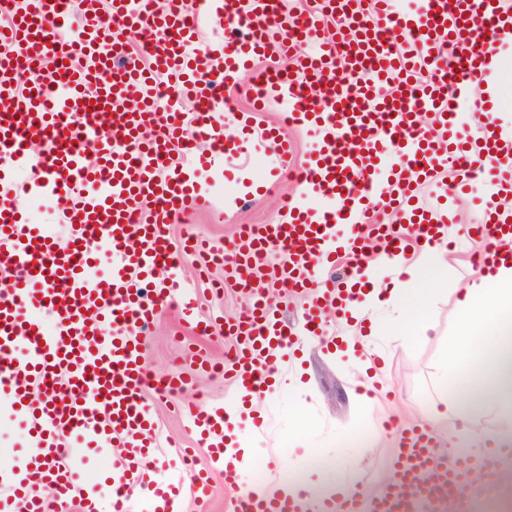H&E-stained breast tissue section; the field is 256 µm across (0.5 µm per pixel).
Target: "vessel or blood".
<instances>
[{"mask_svg":"<svg viewBox=\"0 0 512 512\" xmlns=\"http://www.w3.org/2000/svg\"><path fill=\"white\" fill-rule=\"evenodd\" d=\"M336 20L325 36L322 17ZM222 28L219 47L202 46V28ZM512 44V0H321L318 11L289 18L281 0H24L0 26V394L17 406L36 450L7 480L26 512H58L70 503V441L97 450L125 449L112 489V512L140 487L162 497L165 484L147 480L158 433L146 409L147 388L186 391L193 378L149 376L145 334L159 309L178 305L197 336L212 335L176 273L165 233L210 199L195 174L224 158L219 119L224 92L269 50L292 58L285 71L265 69L260 99L284 107L267 126L281 172L293 146L285 126L303 123L318 142L298 175L300 190L278 221L250 224L229 245L191 234L184 249L214 262L231 255V274L250 302L225 322L233 348L225 361L199 356L197 365L224 374L239 400L271 386V357L295 343L264 294L266 286L308 294L311 330L328 317L346 319L361 294L370 256L391 258L441 241L444 227L412 200L449 165L455 197L482 173L512 194V130L495 120L501 50ZM52 62L51 81L40 79ZM172 95L156 92L158 82ZM320 108H312L311 96ZM194 103L185 111L184 100ZM477 136L460 132L465 119ZM28 175L23 187L10 176ZM53 197L54 224L30 223L18 194ZM389 208L409 215L406 233L378 223ZM349 234L337 242L335 225ZM70 230L59 245L56 226ZM475 232L487 245L512 240V206L486 207ZM281 255L272 283L262 273L270 251ZM111 262L98 269L100 253ZM346 261L349 285L314 288L326 266ZM168 282L155 286L159 268ZM49 312L44 322L41 312ZM39 398H31V391ZM191 429L224 461V416L191 403ZM471 466L434 454L424 428L412 431L393 481L365 506L359 494L338 497L327 512H440L465 485ZM187 484L205 501L211 473L189 469ZM52 497H45L44 489ZM234 512H299L292 499L237 493Z\"/></svg>","mask_w":512,"mask_h":512,"instance_id":"vessel-or-blood-1","label":"vessel or blood"}]
</instances>
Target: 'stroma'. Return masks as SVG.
<instances>
[{
	"label": "stroma",
	"instance_id": "1",
	"mask_svg": "<svg viewBox=\"0 0 512 512\" xmlns=\"http://www.w3.org/2000/svg\"><path fill=\"white\" fill-rule=\"evenodd\" d=\"M230 97L234 107L223 113L224 129L236 132L238 138L245 140L247 154L225 155L222 164L201 172L200 179L214 204L211 209L193 212L186 220L167 225L172 245H179L190 230L220 242L231 238L238 226L273 223L284 201L298 192L292 179L275 180L272 170L277 158L272 144L238 120L239 113L250 112L255 124L264 127L279 121L280 106L273 103L258 111L240 91H231ZM496 192L493 177L474 181L469 195L451 201L449 224L459 228L480 223L486 201ZM484 247V239L465 234L449 253L448 269L430 301L433 329L427 340L418 342L399 334L388 338L381 360L386 374V394L370 417H361L356 410L354 352L338 353L329 344L336 333L342 332V324L328 320L323 336L300 340L298 355L284 359L281 366L300 374L307 393L298 399L285 392H269L257 416L251 422L239 423L242 443L248 450L243 479L262 484L275 475L295 482L300 471L289 466L288 461L295 449L305 447L317 451L321 458L320 465L313 467V474L350 480L363 489L365 497L377 496L394 465V445L390 436L383 433L385 421L393 417L406 423L421 422L441 394L455 389L456 373H449L442 382L437 376L448 358L449 342L456 330L457 290L471 280L476 269L473 257ZM179 264L181 279L197 297L203 315L229 318L248 304V294L226 280L223 268H214L210 275L201 277L194 256H180ZM215 279L223 280V292L213 291L211 282ZM190 336L176 308H163L147 335V370L155 375L173 371L196 373L195 363L184 354ZM147 405L158 424L161 440L157 475L181 489L185 478L183 464L176 454L180 447L192 449L197 465L212 471V487L205 506H198L194 497L181 489L179 512H231L232 493L225 489L224 471L213 465L208 446L190 435L168 400L152 392ZM30 450L22 419L11 400L0 397V463L19 469ZM477 454L495 457L496 462L484 492L474 494L469 502V512H512V446L484 448ZM477 454L467 448L460 451L464 459ZM115 457L116 450L112 447L98 452L77 449L71 456L80 486L91 489L103 502L112 488L109 473Z\"/></svg>",
	"mask_w": 512,
	"mask_h": 512
}]
</instances>
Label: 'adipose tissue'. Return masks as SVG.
I'll use <instances>...</instances> for the list:
<instances>
[{"label": "adipose tissue", "instance_id": "ef3b65f1", "mask_svg": "<svg viewBox=\"0 0 512 512\" xmlns=\"http://www.w3.org/2000/svg\"><path fill=\"white\" fill-rule=\"evenodd\" d=\"M448 244L440 242L424 247L412 261L398 256L371 261L365 271L366 299L351 309L348 328H355L362 320H369L374 337L390 335L398 329L423 340L433 325L427 312V302L441 280L447 266ZM397 312L395 323L368 319L370 308ZM512 309V262L499 261L494 267L483 268L465 288L459 289L456 299L457 331L453 349L463 358H476L481 369L479 381L467 385L462 397L448 398L443 408L432 409L426 420L431 426L456 409L487 404L498 408L500 418L490 434L493 442L512 444V325L505 323L494 332H486L489 317ZM351 484L344 481L315 482L305 480L290 484L273 479L255 486L259 496L294 497L301 512H321L325 499L336 494H347Z\"/></svg>", "mask_w": 512, "mask_h": 512}]
</instances>
